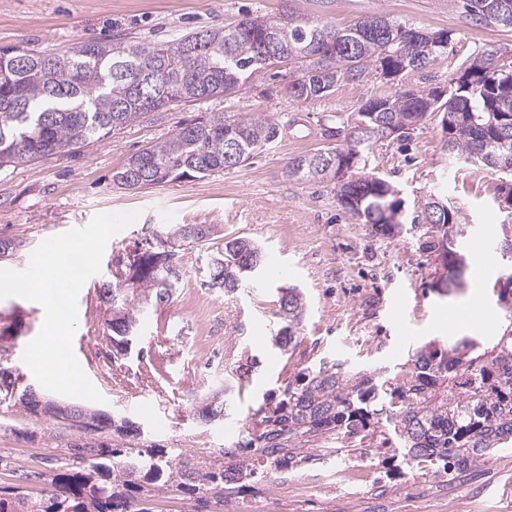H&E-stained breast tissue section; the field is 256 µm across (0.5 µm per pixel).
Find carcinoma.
Here are the masks:
<instances>
[{
  "mask_svg": "<svg viewBox=\"0 0 512 512\" xmlns=\"http://www.w3.org/2000/svg\"><path fill=\"white\" fill-rule=\"evenodd\" d=\"M466 22L512 32V0H449ZM269 30L281 31L288 48V96L305 103L326 98L339 83L356 84L374 71L389 81L423 70L448 57L451 34L429 33L412 23L366 17L338 28L293 14L277 20L247 18L230 27L189 31L159 42L100 40L88 37L61 54L0 50V170L54 154H70L137 122L142 115L185 99L223 96L269 75L278 57L263 48ZM447 98L433 90L404 89L371 98L357 117L374 115L368 124L398 139H408L436 112L448 118L443 149L448 157L469 162L493 140L509 139L487 164L512 168V61L484 51L464 64ZM282 126L266 114L214 112L198 118L167 139L131 156L112 173L119 189L138 191L183 178H204L243 165L274 142ZM376 135L361 140L350 133L343 143L292 159L288 176L332 186L337 198L353 195L360 206L348 213L380 236L403 234L406 218L387 222L385 210L396 187L369 169L368 154ZM360 156L356 179L338 183L321 157ZM457 235L445 247L448 230L430 225L428 248L448 249L444 276L448 287L466 268L464 242L468 220L463 207L452 209ZM155 243L126 257L120 279L106 281L98 299L109 311L112 356L131 354L143 316L170 304L183 278L185 251L214 246L211 266L220 280L208 283L234 293L264 264L262 248L247 237L229 238L216 224H176L155 234ZM308 303L303 291L284 288L278 298L281 327L273 345L283 353L298 344L297 330ZM14 369L0 360V390L13 395ZM218 396L198 401L205 422L224 417ZM70 426L80 432L71 462L34 475L13 468L27 482L42 479L34 494L25 486L0 495V512H154L155 497L169 490L194 502V512L224 506L240 483L260 468L282 477L308 463L310 447L333 435L354 449L371 448L377 456L400 460L397 469L427 461L453 479L499 451L512 447V330L477 352L464 338L444 350H420L395 381L377 383L368 373L351 375L343 364L322 361L287 384L266 393L250 418L247 437L225 448L221 459L193 457L179 448H112L100 441L109 428L126 436L140 433L126 418L115 420L90 409H74Z\"/></svg>",
  "mask_w": 512,
  "mask_h": 512,
  "instance_id": "cac0c4a2",
  "label": "carcinoma"
}]
</instances>
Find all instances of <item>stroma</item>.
I'll use <instances>...</instances> for the list:
<instances>
[{
  "label": "stroma",
  "instance_id": "stroma-1",
  "mask_svg": "<svg viewBox=\"0 0 512 512\" xmlns=\"http://www.w3.org/2000/svg\"><path fill=\"white\" fill-rule=\"evenodd\" d=\"M287 11L339 27L382 15L450 31L452 49L447 59L404 75L400 84L372 74L306 103L292 100L284 81L258 79L230 99L181 101L146 113L79 153L0 170V238L23 243L0 262L6 269H25L41 241L87 226L97 214L138 211V219L110 239L100 272L79 293L73 349L80 366L92 361L100 367L91 381L104 397L101 410L137 422L147 445L196 456L234 446L244 439V421L263 394L324 358L344 361L353 374L377 371L384 381L425 345L443 348L467 337L485 349L512 327V311L497 290L512 263L498 261L478 284L467 281L444 293L435 286L438 263L425 235L372 234L351 219L330 188L288 175L293 157L335 145L327 133L331 116L354 119L366 100L391 95L399 86L447 87L464 60L485 50L512 59V32L467 25L448 0H0V49L57 52L86 37L170 40L189 30L224 27L247 16L276 19ZM210 112L263 113L292 119L293 125L238 168L135 192L113 187V171L130 155ZM369 164L395 183L408 216L418 215L421 200L433 193L464 204L469 264L491 255L492 244L512 225V207L503 199L506 175L449 161L440 115H431L408 141L375 143ZM164 224H218L225 235L256 240L264 270L255 283L227 295L204 283L208 251L189 250L173 302L143 318L136 355L113 360L108 315L96 289L119 276L116 256L152 239ZM290 286L306 294L308 310L297 347L284 354L271 338L280 327L279 291ZM468 303L480 311V326L443 325L453 308ZM43 321L38 303L0 300V350L28 384L35 378L22 353ZM251 355L261 365L247 375L243 366ZM222 388L229 405L224 420L200 421L196 399ZM77 436L66 423L0 401V494L17 486L14 466L46 471L48 458L68 459ZM273 497L280 512H512V451L451 481L419 468L393 481L371 449L344 451L298 467L284 480L274 474L259 478L257 488H244L224 512H265Z\"/></svg>",
  "mask_w": 512,
  "mask_h": 512
}]
</instances>
